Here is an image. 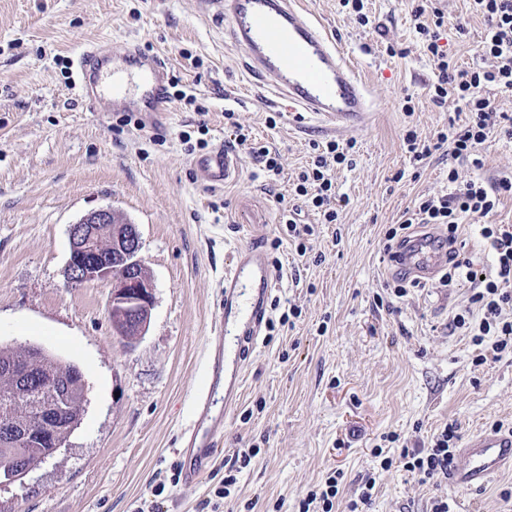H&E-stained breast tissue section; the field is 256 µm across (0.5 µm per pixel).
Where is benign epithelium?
<instances>
[{"label": "benign epithelium", "instance_id": "benign-epithelium-1", "mask_svg": "<svg viewBox=\"0 0 512 512\" xmlns=\"http://www.w3.org/2000/svg\"><path fill=\"white\" fill-rule=\"evenodd\" d=\"M70 256L66 267L67 283L77 287L84 283L103 281L111 291L108 315L115 335L134 341L144 335L154 304L153 282L146 274L142 257L140 234L136 225L115 223L110 207L85 215L69 227ZM50 387V382L28 393L38 427L52 432L67 421L62 414L46 416L38 394ZM31 438L28 432L0 425V442L18 447ZM29 472L22 465V456L5 454L0 457V480L15 482Z\"/></svg>", "mask_w": 512, "mask_h": 512}]
</instances>
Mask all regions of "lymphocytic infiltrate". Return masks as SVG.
<instances>
[{"label": "lymphocytic infiltrate", "mask_w": 512, "mask_h": 512, "mask_svg": "<svg viewBox=\"0 0 512 512\" xmlns=\"http://www.w3.org/2000/svg\"><path fill=\"white\" fill-rule=\"evenodd\" d=\"M469 4L471 12L481 15L487 23L481 52L490 64L482 69L458 66L440 45L439 30L445 24L443 10L432 6L429 0H410L415 29L424 40L426 54L438 68L437 79L431 86L433 99L440 104L447 97H454L466 113L464 125L438 133L432 141L420 139L415 131H407L404 141L415 160H423L440 149L446 150L455 161L467 160L476 156L479 147L495 130H504L512 137V126H502L501 113L486 95L491 87L512 92V0H469ZM347 155V150L339 148L336 142H327L316 148L310 164L297 177L294 201L313 208L327 224L335 223L338 218L332 172L346 162ZM448 183L452 187L450 193L421 197L412 209L404 212L399 223L386 230L385 254H392L396 245L408 238L413 225L443 224L453 236L465 218L476 214L487 216L502 196L512 195V176L493 182L479 178L463 182L456 166H452L448 169ZM481 235L495 254L494 273L479 276L470 269L468 261L455 258L440 280L447 284L463 275L475 281L470 302L478 309V318L472 320L459 314L453 322L456 327L468 329L474 344H483L486 337H493L492 350L501 354L512 350V320L502 314L504 305L512 303V225L486 224ZM458 439L455 426L448 424L432 437L430 448L402 449L400 458L405 470L423 481L447 476Z\"/></svg>", "instance_id": "f902f5d3"}]
</instances>
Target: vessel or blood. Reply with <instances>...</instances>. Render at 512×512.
I'll list each match as a JSON object with an SVG mask.
<instances>
[{
  "label": "vessel or blood",
  "instance_id": "1",
  "mask_svg": "<svg viewBox=\"0 0 512 512\" xmlns=\"http://www.w3.org/2000/svg\"><path fill=\"white\" fill-rule=\"evenodd\" d=\"M217 16L230 23L232 38L244 47L255 74L274 78L277 96L286 101L291 122L314 121L338 132L368 124L374 110L370 91L335 36L323 33L302 0H207ZM81 96L91 112H168L170 72L160 58L139 53L127 42L105 40L78 56ZM209 187L223 186L240 168L223 146L193 161ZM447 243L435 232L409 238L396 253L397 267L419 281L435 278L447 261ZM276 277L264 250L253 243L233 251L224 272L220 300L223 328L214 329L207 345L211 389L223 388L225 409L242 389L241 360L262 325ZM195 420L185 430L181 456L184 484L199 482L222 450L223 411H213L209 392L194 400ZM512 467V429L468 436L448 480L463 490L480 488L503 466Z\"/></svg>",
  "mask_w": 512,
  "mask_h": 512
}]
</instances>
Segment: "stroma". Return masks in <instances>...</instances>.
Instances as JSON below:
<instances>
[{
	"mask_svg": "<svg viewBox=\"0 0 512 512\" xmlns=\"http://www.w3.org/2000/svg\"><path fill=\"white\" fill-rule=\"evenodd\" d=\"M368 80L375 114L358 131L330 134L289 123L270 101L271 77L249 75L246 52L205 0H0V344L36 343L77 364L87 397L77 427L52 457L0 487V512H298L300 499L337 474L336 512L366 479L364 512H512V469L474 491L439 477L422 483L398 460L456 424L461 436L512 427V354L477 363L453 319L471 284L455 278L387 294L394 273L384 234L417 197L447 194L444 151L418 163L407 130L429 137L463 124L455 100L429 93L437 68L425 55L406 0H367L368 25L339 0H308ZM441 43L464 67L488 66L478 46L486 25L466 0H442ZM102 37L165 61L205 103L200 115L171 102L160 120L123 124L90 112L75 83L81 49ZM276 147L283 171L267 180L248 150L221 189L192 167L199 140H226L225 110ZM275 116L269 127L267 116ZM207 133H200L199 123ZM355 142L351 166L334 172L348 203L337 223L314 212L305 256L282 235L278 197L292 193L315 143ZM480 168L458 162L462 178L512 173V138L482 146ZM112 207L136 224L154 285L149 327L135 342L115 336L103 282L68 286V229L89 211ZM512 224V196L493 214L468 217L455 247L490 271L483 223ZM259 242L281 262L263 327L243 365L238 403L224 419V452L195 485L179 478L178 448L193 397L205 387L204 351L220 319L218 295L230 251ZM296 310L290 325L283 312ZM241 448L259 454L242 468L231 497L218 498L224 464ZM393 460L383 467L382 457Z\"/></svg>",
	"mask_w": 512,
	"mask_h": 512,
	"instance_id": "35a3bbf8",
	"label": "stroma"
}]
</instances>
